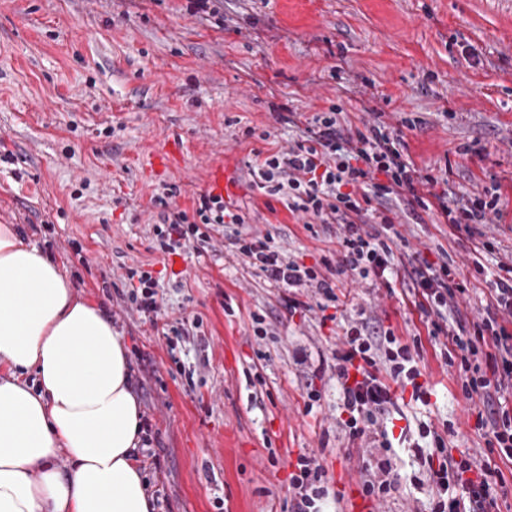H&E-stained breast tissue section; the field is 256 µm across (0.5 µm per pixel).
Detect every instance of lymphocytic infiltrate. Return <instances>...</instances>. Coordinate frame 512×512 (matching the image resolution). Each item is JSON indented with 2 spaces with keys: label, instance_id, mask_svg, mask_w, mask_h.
Listing matches in <instances>:
<instances>
[{
  "label": "lymphocytic infiltrate",
  "instance_id": "obj_1",
  "mask_svg": "<svg viewBox=\"0 0 512 512\" xmlns=\"http://www.w3.org/2000/svg\"><path fill=\"white\" fill-rule=\"evenodd\" d=\"M341 112L334 104L305 120L292 111L281 113L284 124L299 128L298 139L254 165L261 188L286 197L289 211L317 224L337 225L334 276L290 260L270 237L242 232L245 215L222 196L202 192L192 210L180 209L172 202L179 193L174 185L153 199L159 209L154 251L166 257L189 249L200 253L210 247L214 236H224L228 252L287 291L292 314L309 310L302 299L308 291L336 300L338 277L385 282L403 274L393 250L395 223L383 208L391 198L413 213H437L452 229L481 238L482 250L492 251V243L482 234L491 217L501 213L500 181L471 194L449 195L447 175L422 173L410 159L401 134L382 113H374L372 120L352 130L342 126ZM497 267L484 312L473 318L459 308L458 300L468 288L447 263L422 261L406 273L413 283L425 338L439 344L446 366L457 367L464 397L479 399L486 411L478 419L485 448L456 457L448 452L442 434L420 426V437L430 438L431 444L418 451L422 474L412 483L427 487L428 512H494L499 495L507 491L501 467L512 466V408L503 405L501 396L512 389V331L503 323L504 318H512V262L501 261ZM122 285L120 299L127 308L148 319L158 315V281L152 271L127 269ZM340 330V345L333 354L336 386L349 414L345 422L349 438L355 441L379 429L380 417L394 406L389 380L412 385L414 399H426L412 354L425 338L406 344L392 329L369 325L364 319L344 320ZM327 494L319 460L300 455L288 482L290 512H321L319 503Z\"/></svg>",
  "mask_w": 512,
  "mask_h": 512
}]
</instances>
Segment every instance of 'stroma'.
I'll return each mask as SVG.
<instances>
[{"mask_svg": "<svg viewBox=\"0 0 512 512\" xmlns=\"http://www.w3.org/2000/svg\"><path fill=\"white\" fill-rule=\"evenodd\" d=\"M217 18L190 0H0V224L18 226L62 263L76 297L111 311L131 360L147 369L138 391L159 467H146L156 512H285L300 454L319 456L328 497L345 512L369 462L383 451L350 443L332 374L316 370L336 348L338 321L365 312L402 341L421 331L409 279L391 285L342 278L334 319L289 314L281 289L225 249L162 257L152 249L154 195L180 189L193 207L212 168L228 169L251 233L271 235L306 266L336 260L335 229L305 227L281 196L260 189L255 153L287 149L293 132L274 104L312 116L331 105L360 125L361 101L400 129L422 170L450 169L462 195L498 179L502 215L485 228L495 267L512 250V0H216ZM475 57H468L467 49ZM255 136L245 137L246 128ZM267 139H260V132ZM182 156L151 170L155 150ZM474 154L458 152L463 145ZM406 244L401 253L447 258L469 287L459 307L483 312L488 285L465 232L425 215L417 224L387 203ZM161 276L160 322L199 319L171 338L118 309L126 268ZM262 316L265 335L254 333ZM431 395L397 389L386 426L398 489L370 512H426L420 424H453V449L478 451L477 411L431 344L417 359ZM321 399L307 406V388Z\"/></svg>", "mask_w": 512, "mask_h": 512, "instance_id": "35a3bbf8", "label": "stroma"}]
</instances>
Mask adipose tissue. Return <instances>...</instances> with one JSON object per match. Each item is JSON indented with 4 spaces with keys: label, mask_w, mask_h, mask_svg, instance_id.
I'll return each mask as SVG.
<instances>
[{
    "label": "adipose tissue",
    "mask_w": 512,
    "mask_h": 512,
    "mask_svg": "<svg viewBox=\"0 0 512 512\" xmlns=\"http://www.w3.org/2000/svg\"><path fill=\"white\" fill-rule=\"evenodd\" d=\"M142 434L111 318L74 295L43 248L0 224V512H154Z\"/></svg>",
    "instance_id": "ef3b65f1"
}]
</instances>
